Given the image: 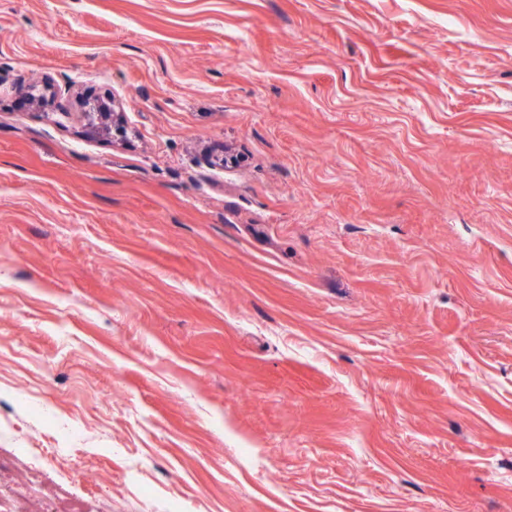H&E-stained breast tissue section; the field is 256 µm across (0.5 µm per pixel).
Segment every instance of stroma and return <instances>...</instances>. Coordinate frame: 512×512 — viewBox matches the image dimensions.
Here are the masks:
<instances>
[{
	"instance_id": "35a3bbf8",
	"label": "stroma",
	"mask_w": 512,
	"mask_h": 512,
	"mask_svg": "<svg viewBox=\"0 0 512 512\" xmlns=\"http://www.w3.org/2000/svg\"><path fill=\"white\" fill-rule=\"evenodd\" d=\"M85 512H512V0H0V469Z\"/></svg>"
}]
</instances>
